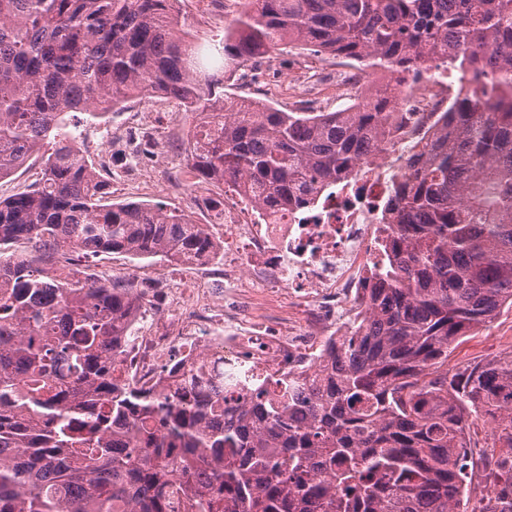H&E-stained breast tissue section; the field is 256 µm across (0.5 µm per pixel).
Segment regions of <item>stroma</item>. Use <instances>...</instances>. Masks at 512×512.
Masks as SVG:
<instances>
[{
	"label": "stroma",
	"instance_id": "1",
	"mask_svg": "<svg viewBox=\"0 0 512 512\" xmlns=\"http://www.w3.org/2000/svg\"><path fill=\"white\" fill-rule=\"evenodd\" d=\"M179 28L187 32L199 44H211L224 37V30L241 9L239 0H178ZM314 60L321 69L316 79L328 82L336 77L339 60L312 52L283 48L277 50L272 59L268 76L261 83L246 84L240 70L224 73V92L228 98L247 96L262 101H271L281 109L293 110L299 107V100L289 97L280 80L297 70L302 63ZM153 109L158 114V124L162 131L154 146L152 158L146 166L156 181L180 178L186 174L189 157L186 151L189 134L194 129L195 119L181 111L177 101L162 97L134 99L122 110L109 114L105 121H87L85 114L71 113L66 127L76 138L78 146L95 161L101 173L117 175L129 166L126 154L113 152L110 158L98 156V140L102 131L109 127H127L136 113ZM113 202L135 201L149 204H162L190 214L200 224H217L223 218L224 199L216 197L207 204L196 203L190 192L184 191L174 196H165L152 189H126L119 185L111 187ZM82 266L97 267L113 277H134L152 272L162 267L161 258L135 259L121 253H102L82 259ZM512 352V310L501 311L496 318L478 332L459 340L456 349L448 358L449 368H456L474 360L492 359Z\"/></svg>",
	"mask_w": 512,
	"mask_h": 512
}]
</instances>
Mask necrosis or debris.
I'll return each mask as SVG.
<instances>
[{
  "instance_id": "1",
  "label": "necrosis or debris",
  "mask_w": 512,
  "mask_h": 512,
  "mask_svg": "<svg viewBox=\"0 0 512 512\" xmlns=\"http://www.w3.org/2000/svg\"><path fill=\"white\" fill-rule=\"evenodd\" d=\"M448 78L426 72L405 86L411 112L445 111ZM412 125L392 141L370 145L349 177L324 186L314 204L258 215L236 189L224 188L220 259L186 261L191 284L162 272V305L141 290L147 313L118 364L129 381L157 391L191 375L223 374L224 398H241L245 382L292 372L314 376L330 345L352 335L367 288L383 263L380 242L394 214V182L409 173Z\"/></svg>"
}]
</instances>
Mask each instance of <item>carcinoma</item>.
I'll return each instance as SVG.
<instances>
[{
    "instance_id": "cac0c4a2",
    "label": "carcinoma",
    "mask_w": 512,
    "mask_h": 512,
    "mask_svg": "<svg viewBox=\"0 0 512 512\" xmlns=\"http://www.w3.org/2000/svg\"><path fill=\"white\" fill-rule=\"evenodd\" d=\"M175 0H0V179L40 148L39 184L0 197V512H512V353L448 370L462 337L512 308V0H245L224 41L177 31ZM288 45L402 74L441 62L468 87L397 187L389 258L356 335L299 388L270 378L224 404V374L160 394L124 379L137 285L75 288L68 247L215 257L206 225L108 202L67 116L162 95L196 118L193 183L269 213L350 176L388 136L395 89L336 112L224 97L215 73ZM497 422L475 455L468 418ZM181 480L171 481L173 469ZM486 483L472 504L467 481Z\"/></svg>"
}]
</instances>
